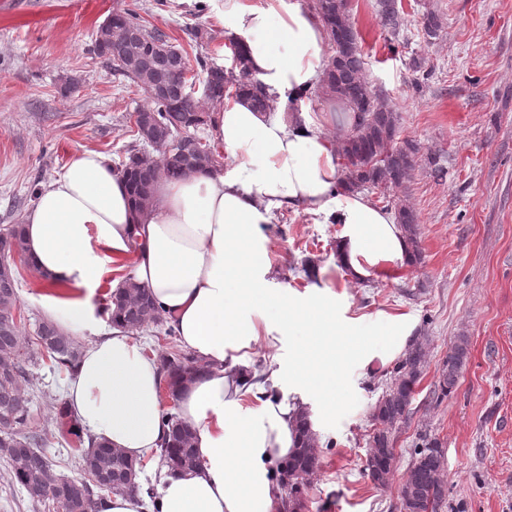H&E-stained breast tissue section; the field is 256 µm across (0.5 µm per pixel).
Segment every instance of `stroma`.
Instances as JSON below:
<instances>
[{"mask_svg": "<svg viewBox=\"0 0 512 512\" xmlns=\"http://www.w3.org/2000/svg\"><path fill=\"white\" fill-rule=\"evenodd\" d=\"M364 78L399 116L400 138L416 141L444 171L416 168L406 191H369L378 206L416 210L424 260L346 284L336 268L338 224H318L290 209L267 225L274 287L304 290L308 266L324 267L344 289L348 317L374 334L380 314L402 315L425 346V371L408 420L396 434L399 462L388 487L364 471L373 406L389 381L380 362L348 363V393L331 413L310 404L319 468L308 479L305 512H399L398 488L415 448L438 438L448 488L437 512H512V0H402L399 36L384 31L377 0H351ZM216 0H0V228L21 223L44 185L82 150L119 163L133 140L129 115L149 98L119 79L94 52V36L118 9L165 31L188 59L209 55L231 66ZM439 13L438 38L424 35V8ZM215 30L200 45L190 30ZM419 70H412L413 61ZM18 296L25 348L45 316L46 287L22 265ZM469 359L455 391L438 398V370L456 337ZM31 422L45 432L54 470L80 473L61 439L57 413L71 379L49 361L32 365Z\"/></svg>", "mask_w": 512, "mask_h": 512, "instance_id": "stroma-1", "label": "stroma"}]
</instances>
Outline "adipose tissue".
Masks as SVG:
<instances>
[{"instance_id":"1","label":"adipose tissue","mask_w":512,"mask_h":512,"mask_svg":"<svg viewBox=\"0 0 512 512\" xmlns=\"http://www.w3.org/2000/svg\"><path fill=\"white\" fill-rule=\"evenodd\" d=\"M218 15L277 103L265 112L235 100L211 107L209 141L224 152V167L158 181L152 209L140 213L111 161L84 150L23 217L24 256L50 288L42 298L47 316L88 339L69 383L68 412L85 436L160 471L153 498L114 493L96 512H279L281 472L303 407L279 395L281 380L333 410L346 362L390 361L413 332L403 316L383 314L382 343L365 340L358 320L340 315L342 297L322 268H309L308 293L269 286L263 227L286 207L342 225L336 264L351 283L406 267L411 256L393 211L342 189V157L327 133L335 113L303 105L328 63L320 18L299 0H224ZM126 257L202 367L175 396L180 419L194 430V468L162 463L167 428L156 358L96 302L109 264ZM292 335L287 371L255 368L257 348Z\"/></svg>"}]
</instances>
